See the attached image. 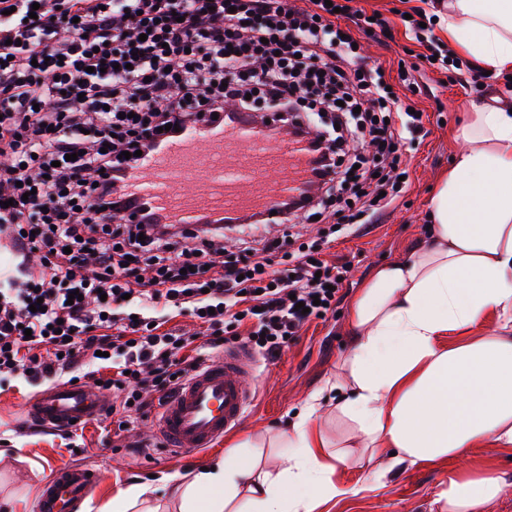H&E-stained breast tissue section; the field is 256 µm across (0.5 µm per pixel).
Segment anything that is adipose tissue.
I'll use <instances>...</instances> for the list:
<instances>
[{"label": "adipose tissue", "mask_w": 512, "mask_h": 512, "mask_svg": "<svg viewBox=\"0 0 512 512\" xmlns=\"http://www.w3.org/2000/svg\"><path fill=\"white\" fill-rule=\"evenodd\" d=\"M448 41L480 69L512 76V0H447L437 14ZM464 148L431 201L428 240L378 266L353 299V334L336 411L353 423L370 458H452L488 445L512 452V113H473ZM499 332L443 346L441 336L489 315ZM310 395L277 446L276 470L234 456L190 481L172 477L181 512H315L349 495L335 483L336 452ZM512 473L493 467L449 476L448 512H486Z\"/></svg>", "instance_id": "adipose-tissue-1"}]
</instances>
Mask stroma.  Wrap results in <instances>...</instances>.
I'll list each match as a JSON object with an SVG mask.
<instances>
[{"label": "stroma", "mask_w": 512, "mask_h": 512, "mask_svg": "<svg viewBox=\"0 0 512 512\" xmlns=\"http://www.w3.org/2000/svg\"><path fill=\"white\" fill-rule=\"evenodd\" d=\"M359 6L381 13L393 25L395 40L389 45H379L365 36L360 42L366 64L383 66L387 75H395L403 48L413 45L405 36L400 17L410 8L408 0H360ZM425 81L431 92L420 98L418 105L426 113L428 134L405 146L411 159V183L399 208L385 223L361 235L338 239L329 248L330 258L351 263L342 298L326 320L304 327L299 339L278 357L257 356L255 398L239 430L217 446L191 456L166 450L151 428L156 416L152 409L137 417L128 431H118L109 417L73 427L67 435L34 430L22 422L21 412L25 402L40 393V386L19 374L4 375L0 377V500L12 501L13 512H36L40 487L51 466L76 464L104 474L80 512H101L112 498L136 482L150 487L149 498L160 512H179V502L165 476L190 479L199 468L235 452L260 433L272 434L290 426L296 411L313 392L335 383L351 334L349 306L376 267L405 259L424 239L429 201L458 149L455 132L477 107L512 106V80L497 75L482 88L460 81L452 70L427 71ZM325 430L344 454L332 477L352 487L354 493L321 506L317 512H437L433 499L450 473L488 464L512 469V456L490 446L433 464L404 462L393 466L385 459L369 460L364 449L348 447L352 425L345 419L329 415ZM379 468L386 469L387 474L375 490H368L370 474Z\"/></svg>", "instance_id": "stroma-1"}]
</instances>
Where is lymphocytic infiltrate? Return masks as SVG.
<instances>
[{
  "label": "lymphocytic infiltrate",
  "mask_w": 512,
  "mask_h": 512,
  "mask_svg": "<svg viewBox=\"0 0 512 512\" xmlns=\"http://www.w3.org/2000/svg\"><path fill=\"white\" fill-rule=\"evenodd\" d=\"M411 13L405 35L424 50L392 89L353 48L357 32L382 44L392 27L354 0H0V239L16 259L0 267V373L98 379L118 390L123 426L204 363L183 356L190 339L166 330L168 313L206 324L211 348L230 337L275 357L333 311L350 266L327 259L328 238L296 244L297 220L319 215L347 235L379 223L407 187L406 140L424 130L401 94L421 95L420 70L463 65L431 57ZM273 108L272 133L309 137L311 175L276 230L260 213L235 216L248 228L240 255L152 211L114 216L165 125ZM106 366L112 378L99 377Z\"/></svg>",
  "instance_id": "f902f5d3"
}]
</instances>
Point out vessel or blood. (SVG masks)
<instances>
[{"instance_id":"1","label":"vessel or blood","mask_w":512,"mask_h":512,"mask_svg":"<svg viewBox=\"0 0 512 512\" xmlns=\"http://www.w3.org/2000/svg\"><path fill=\"white\" fill-rule=\"evenodd\" d=\"M307 143L270 136L248 116L221 129L198 127L166 140L129 180V206H146L171 223L195 225L201 212L218 216L278 210L299 195L308 177ZM254 366L243 347L226 349L197 371L161 409L157 430L170 448L191 455L240 428L253 400ZM110 399L81 382L53 385L28 404L24 418L51 427L84 423L106 413ZM102 477L86 467L53 468L37 512H78Z\"/></svg>"}]
</instances>
